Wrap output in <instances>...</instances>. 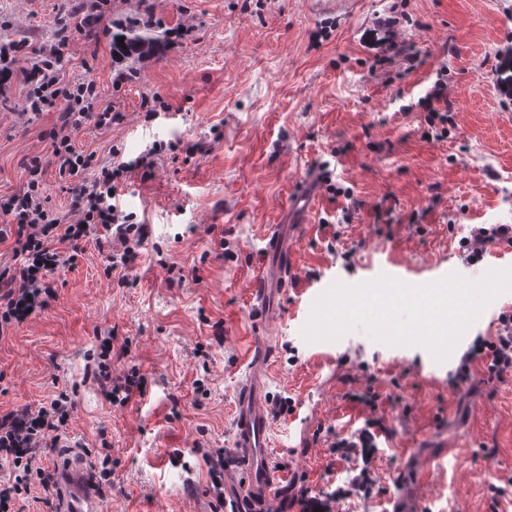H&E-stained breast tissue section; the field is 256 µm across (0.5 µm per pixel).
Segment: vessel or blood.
I'll return each instance as SVG.
<instances>
[{
  "instance_id": "vessel-or-blood-1",
  "label": "vessel or blood",
  "mask_w": 512,
  "mask_h": 512,
  "mask_svg": "<svg viewBox=\"0 0 512 512\" xmlns=\"http://www.w3.org/2000/svg\"><path fill=\"white\" fill-rule=\"evenodd\" d=\"M320 173L305 175L265 237L264 257L249 286L250 316L256 329L245 355L248 374L234 405L236 456L245 469L242 483L229 484L225 512H271L276 479L268 459L270 411L265 378L274 362L265 332L278 319L276 304L296 283L295 241L319 195ZM59 512H100L95 480L83 453L60 460L55 468Z\"/></svg>"
}]
</instances>
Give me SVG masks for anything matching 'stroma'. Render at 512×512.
I'll list each match as a JSON object with an SVG mask.
<instances>
[{
	"mask_svg": "<svg viewBox=\"0 0 512 512\" xmlns=\"http://www.w3.org/2000/svg\"><path fill=\"white\" fill-rule=\"evenodd\" d=\"M174 28L165 55L138 79L117 81L107 41L72 34L66 80L93 79L122 119L88 121L77 150L138 155L147 139L176 142L148 178L122 189L149 234L127 284L105 274L99 233L53 279L48 306L0 338V413L69 394L67 447L90 466L112 459L98 483L101 512H215L204 452L234 454V403L253 333L249 281L263 237L307 169L351 188L360 208L323 190L295 244L297 277L267 338L276 352L270 400L271 464L283 479L273 512H301L302 490L329 495L331 512H512V374L455 387L479 336L512 310V288L483 307L444 361L421 344H387L361 328L335 340L302 334L332 285L387 276L420 287L449 276L477 281L512 270V244L476 263L460 242L480 224H512V100L496 87V55L512 47V0H148ZM61 0H0V27L27 42L56 40ZM395 17L392 30L379 22ZM418 58L381 68L388 40ZM448 70V137L426 140L419 102ZM0 105V196L20 189L22 167L46 156L58 110L22 115L19 80ZM171 108L145 124L144 98ZM353 198V199H354ZM416 224H409V216ZM112 371L137 367L143 392L110 405L97 377L101 341ZM378 396L364 404L366 394ZM381 421L370 458L339 442Z\"/></svg>",
	"mask_w": 512,
	"mask_h": 512,
	"instance_id": "1",
	"label": "stroma"
}]
</instances>
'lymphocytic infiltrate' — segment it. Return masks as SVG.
Instances as JSON below:
<instances>
[{
    "mask_svg": "<svg viewBox=\"0 0 512 512\" xmlns=\"http://www.w3.org/2000/svg\"><path fill=\"white\" fill-rule=\"evenodd\" d=\"M67 44V39L61 38L41 45L21 71L24 110L37 113L59 105L63 111L49 133L48 158L36 156L26 163L22 189L0 200V214L8 218L7 224L0 226V241L12 233L17 242L11 258L0 260V337L23 323L30 312L47 306L54 296L51 276L68 264L69 254L79 252L92 228L99 226L112 234L110 272L128 271L147 230L135 214L123 211L118 186L139 171L153 169L165 152L175 148L174 142L155 139L136 157L124 158L114 148L107 160L98 163L78 151L72 136L82 122L91 120L107 130L121 115L111 107H100L94 81L65 80L57 59ZM48 162L55 164L60 174L79 181L73 189L70 217L59 216L48 205L43 180V166ZM90 168L95 171L93 179L82 181V174ZM498 324L494 336L477 337L465 352L456 373L457 385L470 381L471 367L478 360L485 364L487 381L512 372V312L500 313ZM72 407L70 398L62 393L38 409L0 415V462L13 472L12 481L0 483V512H16L32 487L46 493L53 490L54 475L37 462L36 451L58 447Z\"/></svg>",
    "mask_w": 512,
    "mask_h": 512,
    "instance_id": "1",
    "label": "lymphocytic infiltrate"
}]
</instances>
